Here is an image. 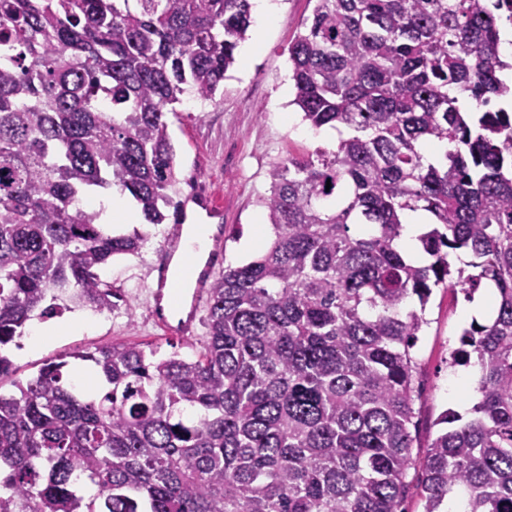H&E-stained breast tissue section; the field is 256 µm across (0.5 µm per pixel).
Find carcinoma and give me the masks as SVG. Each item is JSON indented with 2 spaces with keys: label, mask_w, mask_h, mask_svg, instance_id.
Masks as SVG:
<instances>
[{
  "label": "carcinoma",
  "mask_w": 512,
  "mask_h": 512,
  "mask_svg": "<svg viewBox=\"0 0 512 512\" xmlns=\"http://www.w3.org/2000/svg\"><path fill=\"white\" fill-rule=\"evenodd\" d=\"M508 25L512 0H316L293 104L350 136L272 165L274 240L213 281L202 353L112 344L76 355L93 387L62 361L0 393V506L401 512L417 463L425 512H512V106L484 108L512 95ZM250 26L249 0H0V350L33 316L112 309L99 271L144 235L85 200L115 188L179 223L167 114L213 98ZM418 210L422 265L400 247ZM440 285L492 286V318L450 354L478 368L471 417L444 411L416 460L413 350Z\"/></svg>",
  "instance_id": "1"
}]
</instances>
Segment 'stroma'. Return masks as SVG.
<instances>
[{"label":"stroma","mask_w":512,"mask_h":512,"mask_svg":"<svg viewBox=\"0 0 512 512\" xmlns=\"http://www.w3.org/2000/svg\"><path fill=\"white\" fill-rule=\"evenodd\" d=\"M276 3L273 20L247 32V41H260V49L247 57L238 56L213 99L193 110L179 104L168 116L181 197L205 192L223 209L219 222L224 226L220 262L224 268L242 265L258 255L246 242L255 225L268 221L260 200L270 193V167L291 154L334 147L338 140L336 130H313L292 103L288 47L311 18L316 2ZM128 227L148 231L149 236L139 255L114 257L101 274L119 298L116 307L103 313L80 311V329L62 332L25 355H18L16 345H9L6 354L12 365L0 376V390L13 391L15 382L34 377L43 363L68 361L75 353L115 343L149 345L165 356H192L204 349L206 326H199L193 336L173 335L158 327L149 312L153 268L168 252L169 225L148 226L136 209ZM468 307L460 290L443 287L434 288L427 304L428 324L414 349V454H423L435 437V421L443 411L451 409L465 416L473 406L466 394L477 379L475 368L450 363L460 332L469 324Z\"/></svg>","instance_id":"35a3bbf8"}]
</instances>
